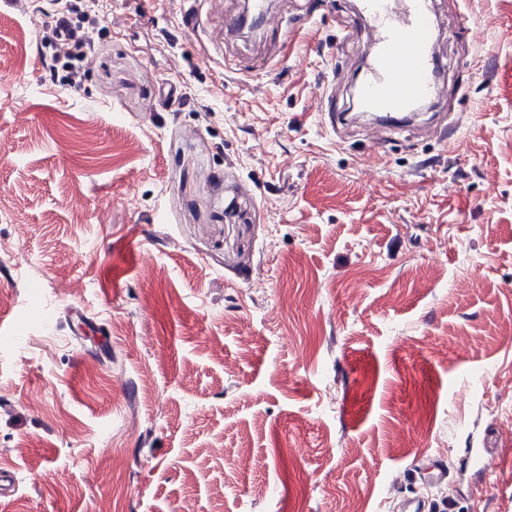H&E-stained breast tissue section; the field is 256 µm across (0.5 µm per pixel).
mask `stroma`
<instances>
[{"label": "stroma", "instance_id": "stroma-1", "mask_svg": "<svg viewBox=\"0 0 512 512\" xmlns=\"http://www.w3.org/2000/svg\"><path fill=\"white\" fill-rule=\"evenodd\" d=\"M267 3L108 0L77 88L0 9V512H512V0H432L396 125L329 120L360 0ZM413 478L428 483L446 481L448 478L447 466L427 458L413 471Z\"/></svg>", "mask_w": 512, "mask_h": 512}]
</instances>
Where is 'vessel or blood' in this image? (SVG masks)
<instances>
[{"instance_id": "obj_1", "label": "vessel or blood", "mask_w": 512, "mask_h": 512, "mask_svg": "<svg viewBox=\"0 0 512 512\" xmlns=\"http://www.w3.org/2000/svg\"><path fill=\"white\" fill-rule=\"evenodd\" d=\"M363 18L370 30V53L360 84L364 105L394 119L413 104L434 99L437 54L432 39L436 19L428 0H362ZM428 483L448 478L446 466L425 459L413 472Z\"/></svg>"}]
</instances>
